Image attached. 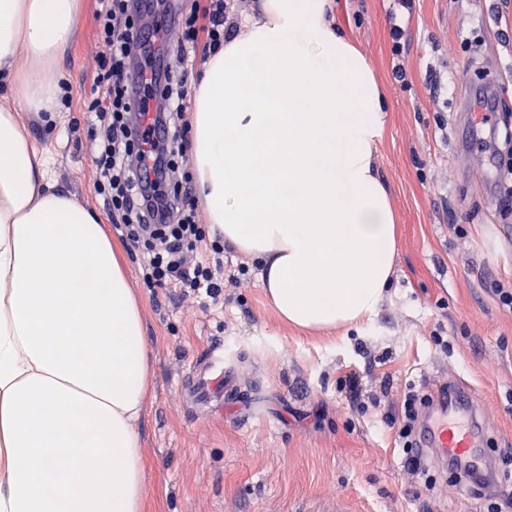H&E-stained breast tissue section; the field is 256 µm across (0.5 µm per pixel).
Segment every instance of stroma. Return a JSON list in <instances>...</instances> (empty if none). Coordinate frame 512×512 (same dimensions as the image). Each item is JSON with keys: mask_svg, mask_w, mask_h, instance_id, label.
<instances>
[{"mask_svg": "<svg viewBox=\"0 0 512 512\" xmlns=\"http://www.w3.org/2000/svg\"><path fill=\"white\" fill-rule=\"evenodd\" d=\"M97 0H84L73 42L55 68L73 88L54 130L23 113L52 158L53 184L111 218L94 189L98 131L84 110L103 46ZM343 32L380 77L388 112L378 170L400 228L393 283L360 323L309 333L281 322L253 262L225 248L236 283L217 299L151 288L120 231L134 291L144 305L153 359L141 434L149 482L146 512H484L483 492L459 491L452 473L403 465L388 404L415 388L459 380L493 430L495 462L512 459V311L495 287L512 288V223L496 210L491 170L500 144L485 131L472 147L449 138L453 103L474 95L482 74L498 81L512 118V0H334ZM403 28L394 55L390 28ZM404 77H395L396 64ZM441 329L448 349L430 339ZM223 342L240 400L197 415L181 392L194 360ZM356 377L357 394L346 379ZM377 396L378 407L361 410ZM436 483L427 486V475Z\"/></svg>", "mask_w": 512, "mask_h": 512, "instance_id": "1", "label": "stroma"}]
</instances>
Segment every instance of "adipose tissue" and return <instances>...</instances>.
<instances>
[{
    "mask_svg": "<svg viewBox=\"0 0 512 512\" xmlns=\"http://www.w3.org/2000/svg\"><path fill=\"white\" fill-rule=\"evenodd\" d=\"M81 0H0V512H145L139 431L152 371L143 309L112 242L21 125ZM333 0H257L192 85L190 163L208 222L258 260L285 323L318 331L375 311L395 214L377 176L386 100L338 31ZM25 58L27 67L14 63Z\"/></svg>",
    "mask_w": 512,
    "mask_h": 512,
    "instance_id": "1",
    "label": "adipose tissue"
}]
</instances>
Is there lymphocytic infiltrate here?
<instances>
[{
    "instance_id": "1",
    "label": "lymphocytic infiltrate",
    "mask_w": 512,
    "mask_h": 512,
    "mask_svg": "<svg viewBox=\"0 0 512 512\" xmlns=\"http://www.w3.org/2000/svg\"><path fill=\"white\" fill-rule=\"evenodd\" d=\"M134 0H99L95 13L99 41L106 51L98 61L86 110L100 124L94 158V187L103 195L116 229L141 254L145 279L216 296V269L196 250L203 237L196 208L179 161L187 151L183 117L186 74L168 71L160 84L135 91L129 80L140 13ZM237 0H191L176 24L171 51L180 62L215 55L237 30ZM169 132L167 143L152 139V122Z\"/></svg>"
}]
</instances>
